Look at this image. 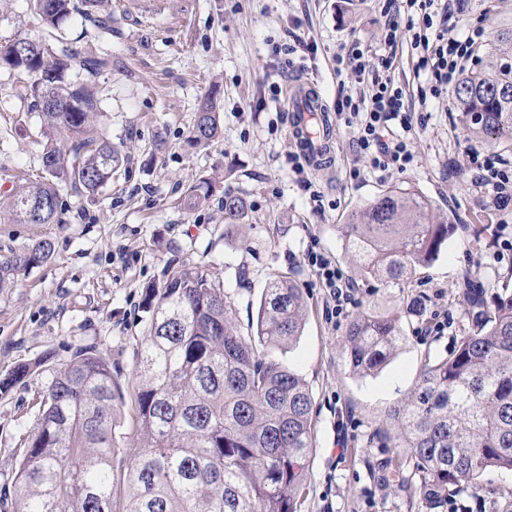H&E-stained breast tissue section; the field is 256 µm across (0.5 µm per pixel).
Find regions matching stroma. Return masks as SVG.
<instances>
[{"instance_id":"obj_1","label":"stroma","mask_w":512,"mask_h":512,"mask_svg":"<svg viewBox=\"0 0 512 512\" xmlns=\"http://www.w3.org/2000/svg\"><path fill=\"white\" fill-rule=\"evenodd\" d=\"M384 0H112L115 31L82 32L77 49L110 59L99 78L102 121L127 162L96 200L61 194V224L12 222L14 189L39 173L41 118L19 112L9 97L13 75L0 69V255L50 238L47 263L21 274L0 294V377L48 351L66 357L95 346L112 367L123 394L117 414L112 465L126 480L141 443L133 430L138 356L146 339L142 299L161 285L169 265L190 264L223 282L235 304V320L248 329L272 274L301 288L305 325L297 343L270 356L297 374L312 397L313 451L298 512H411L404 495L378 472L394 456L380 436L390 407L412 391L426 358L453 350L470 325L468 284L494 295L512 289V262L500 258L512 241V206L490 215L486 195L473 183L478 159L495 153L512 168V147L489 146L462 130L451 95L434 98L435 113L410 134L416 159L404 173L366 169L355 151L356 124L333 120L335 160L296 174L290 158L285 111L291 74L314 79L327 108L339 91L359 92L351 73H337L341 46L361 41L378 47ZM512 20V0H465L456 33ZM26 0H0V42L40 37ZM315 41L312 54L281 64L274 43L289 36ZM215 96L221 135L204 146L189 141L195 116ZM217 190L189 210L182 198L202 180ZM391 186H410L432 199L455 224L439 259L417 268L407 283L391 287L356 278L352 302L337 318L327 314V290L307 260L324 254L345 274L344 226L352 212ZM243 194L249 220L226 228L225 189ZM491 224L495 233L483 232ZM377 304L402 314L405 342L377 374L350 372L342 353L355 314ZM444 323L442 332L431 329ZM39 378L0 394V512H14L19 450L36 426Z\"/></svg>"}]
</instances>
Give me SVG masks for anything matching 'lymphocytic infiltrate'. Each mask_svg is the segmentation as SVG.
Here are the masks:
<instances>
[{
  "instance_id": "lymphocytic-infiltrate-1",
  "label": "lymphocytic infiltrate",
  "mask_w": 512,
  "mask_h": 512,
  "mask_svg": "<svg viewBox=\"0 0 512 512\" xmlns=\"http://www.w3.org/2000/svg\"><path fill=\"white\" fill-rule=\"evenodd\" d=\"M464 0H385L387 21L378 49L352 43L337 54V70L352 72L358 83L370 90L356 95L339 94L336 112L357 122L356 148L371 170L400 173L415 162L409 133L413 128L415 105H426L428 95L412 97L391 72L402 45H410L417 57L416 75L425 77L431 94L446 93L459 76L472 65L483 41L481 31L462 39L448 36L455 28ZM475 182L491 190L492 205L501 208L512 203V170L500 166L496 155H486L478 166ZM309 264L328 290L327 312L342 314L350 302L353 283L323 254L309 253Z\"/></svg>"
}]
</instances>
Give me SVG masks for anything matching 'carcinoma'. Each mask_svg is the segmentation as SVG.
<instances>
[{
  "instance_id": "1",
  "label": "carcinoma",
  "mask_w": 512,
  "mask_h": 512,
  "mask_svg": "<svg viewBox=\"0 0 512 512\" xmlns=\"http://www.w3.org/2000/svg\"><path fill=\"white\" fill-rule=\"evenodd\" d=\"M104 0H27L32 20L47 30L41 50L10 53L0 45V69L13 72L11 97L32 99L42 116L40 175L15 191L14 221L58 224L59 191L94 197L125 161L94 121L101 100L97 79L111 61L81 55L67 38L73 14L112 32ZM78 67L81 77L69 72ZM452 106L464 129L491 145H512V23L487 43L479 69L464 74ZM221 132L216 102L196 115L191 141ZM214 184L190 188L184 205H202ZM246 199L224 191V223L243 224ZM456 231L433 201L409 187H391L357 209L347 224L346 250L358 275L389 285L433 261ZM48 238L0 260V291L18 275L47 262ZM471 327L444 357L426 359L408 397L392 406L385 439L412 463L388 468L394 491L416 498L424 512H446L448 491L479 512H500L512 489L488 490L482 475L512 472V292L484 299L470 289ZM147 342L138 359L135 428L144 449L130 459L121 505H116L112 431L118 401L112 367L86 347L51 364L47 353L0 378V393L37 371L40 417L21 453L16 512H297L313 448L312 394L302 377L271 360L266 350L296 343L304 298L294 281L276 274L263 291L256 327L235 324L224 284L189 265L168 268L161 287L143 301ZM401 316L357 313L343 345L350 371L377 373L403 340Z\"/></svg>"
}]
</instances>
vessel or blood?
<instances>
[{"instance_id": "1", "label": "vessel or blood", "mask_w": 512, "mask_h": 512, "mask_svg": "<svg viewBox=\"0 0 512 512\" xmlns=\"http://www.w3.org/2000/svg\"><path fill=\"white\" fill-rule=\"evenodd\" d=\"M287 110L292 140L302 158L314 168L326 165L331 156L330 123L314 84L292 81Z\"/></svg>"}]
</instances>
